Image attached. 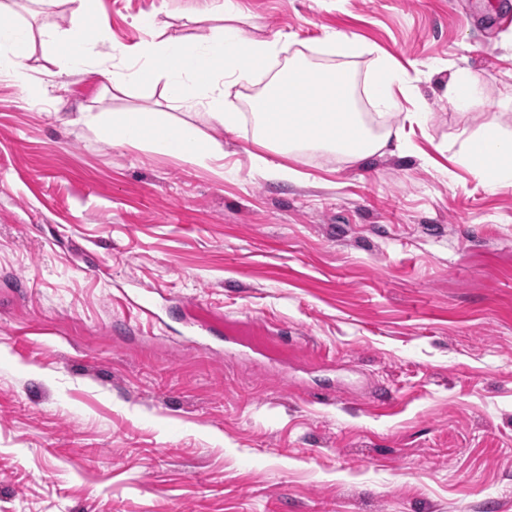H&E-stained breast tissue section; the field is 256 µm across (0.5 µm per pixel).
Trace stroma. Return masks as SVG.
<instances>
[{
    "instance_id": "stroma-1",
    "label": "stroma",
    "mask_w": 512,
    "mask_h": 512,
    "mask_svg": "<svg viewBox=\"0 0 512 512\" xmlns=\"http://www.w3.org/2000/svg\"><path fill=\"white\" fill-rule=\"evenodd\" d=\"M235 3L283 62L365 46L347 66L375 127L402 122L366 94L385 55L428 122L278 180L246 120L219 174L74 121L171 111L163 86L38 52L28 94L0 75V512H512V188L455 162L512 135V0ZM208 4L99 0L89 34L136 44L164 5L192 40ZM458 69L481 79L463 109ZM481 80L474 74L453 73L445 84V95L448 104L463 107L475 96L480 88Z\"/></svg>"
}]
</instances>
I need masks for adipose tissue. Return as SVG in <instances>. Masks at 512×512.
Listing matches in <instances>:
<instances>
[{
    "label": "adipose tissue",
    "instance_id": "obj_1",
    "mask_svg": "<svg viewBox=\"0 0 512 512\" xmlns=\"http://www.w3.org/2000/svg\"><path fill=\"white\" fill-rule=\"evenodd\" d=\"M41 4L67 6L72 24L67 28L44 26L32 30L17 22L0 28V68L21 89H28L30 74L26 49L39 45L43 58L60 73L86 72L92 65L114 63L113 90L128 94L163 85L167 101L185 113L175 120L165 112H82L76 121L116 145L145 147L172 154L202 168L222 166L224 143L221 130H235L243 115L224 108V88L252 83L268 63L275 60L276 42L254 37L239 26L240 12L233 0H212L205 11L193 14L196 22H209L204 37L187 42L171 32L164 21H152L147 39L132 46H113L102 55L85 37L94 0H40ZM371 103L380 115L402 112L405 122L421 125L423 109L403 112L399 93H410L404 72L386 59H379L369 76ZM316 100L320 107L313 125L301 123L296 107L300 99ZM254 125L253 141L269 150L257 157L265 175L289 177L281 160L306 149H323L354 161L384 154L390 141H402V129L370 125L357 107L354 77L336 66L319 74L306 59L294 57L267 82L266 88L249 100ZM203 119L213 135L195 126ZM458 163L479 166L494 188L512 186V138L500 135L468 137Z\"/></svg>",
    "mask_w": 512,
    "mask_h": 512
}]
</instances>
